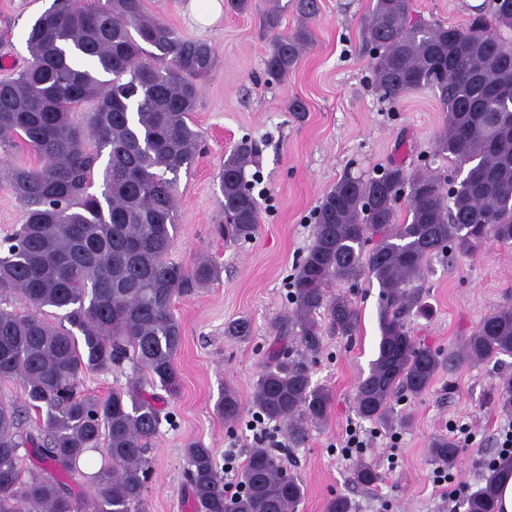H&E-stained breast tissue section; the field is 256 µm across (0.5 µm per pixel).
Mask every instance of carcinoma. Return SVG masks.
Returning <instances> with one entry per match:
<instances>
[{
	"instance_id": "cac0c4a2",
	"label": "carcinoma",
	"mask_w": 512,
	"mask_h": 512,
	"mask_svg": "<svg viewBox=\"0 0 512 512\" xmlns=\"http://www.w3.org/2000/svg\"><path fill=\"white\" fill-rule=\"evenodd\" d=\"M286 9L275 0L259 18L273 34L264 59L269 83L287 79L310 43L305 27L278 32ZM490 18L512 31V0H489L465 28L411 20L410 0H374L365 25L372 85L389 103L424 87L436 93L447 118L436 155L457 172L445 186L428 168L391 164L344 176L320 200L313 242L291 277L292 308L273 323L274 346L251 394L258 415L286 425L296 445L307 423L327 418L331 394L312 383L288 339L315 355L324 334L352 335L357 313L347 296L331 292L335 284L366 276L378 285V354L355 408L391 428L406 424L396 397L425 393L442 365L407 327L410 315L429 311L415 285L428 259L489 241L512 244V41L490 31ZM25 43L27 65L0 80V151L19 139L39 159L25 167L0 158L24 208V223L0 242V382H19L23 396L20 407L0 401V512H146L148 453L161 424L154 389L174 397L181 388L173 299L217 275L206 261L189 269L167 261L175 187L198 150L189 124L197 81L215 70L216 50L147 14L143 0H53L29 24ZM88 102L94 108L81 111ZM257 154L244 138L224 157L227 242H247L258 229L247 179ZM46 308L60 312V324L43 317ZM250 333L245 319L224 327L232 338ZM498 355H512V307L487 314L464 343L471 363ZM124 361L145 376L103 397L85 393L84 372ZM497 404L512 414V376L499 385ZM217 412L238 420L234 390L224 389ZM185 454L197 512H297L304 497L300 477L262 445L249 450L234 491L212 449L193 442ZM430 456L453 467L456 442L433 439ZM499 473L485 477L464 512H500ZM75 474L93 486L90 498L69 484ZM378 479L370 461L353 467L357 484Z\"/></svg>"
}]
</instances>
